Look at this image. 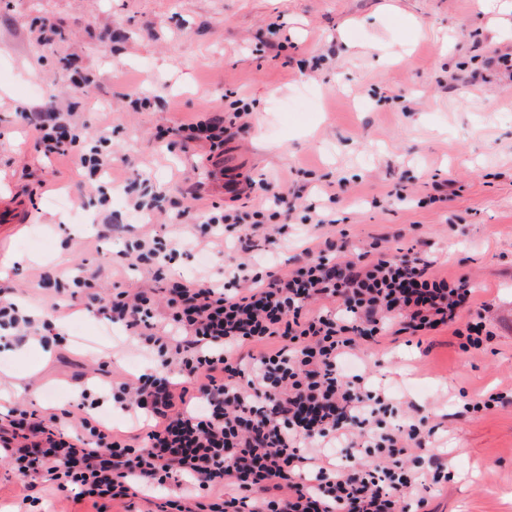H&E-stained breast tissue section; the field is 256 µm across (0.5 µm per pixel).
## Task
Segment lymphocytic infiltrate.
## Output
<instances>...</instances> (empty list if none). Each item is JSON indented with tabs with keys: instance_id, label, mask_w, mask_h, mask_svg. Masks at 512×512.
Instances as JSON below:
<instances>
[{
	"instance_id": "lymphocytic-infiltrate-1",
	"label": "lymphocytic infiltrate",
	"mask_w": 512,
	"mask_h": 512,
	"mask_svg": "<svg viewBox=\"0 0 512 512\" xmlns=\"http://www.w3.org/2000/svg\"><path fill=\"white\" fill-rule=\"evenodd\" d=\"M248 111L239 99L227 120L171 133L217 147L225 122ZM34 130L50 157L77 142L81 127L56 106ZM292 212L286 195L266 193L254 210L205 214L204 239L249 254L260 234L275 249ZM335 224L331 211H316V234L293 269L230 263L220 283L166 272L184 243L182 224L167 238L144 235L125 247L129 268L145 269L152 287L116 282L105 298L91 290L94 274L69 271L87 291L71 303L145 328L153 368L119 383L84 384L60 406L13 409L0 426V458L31 484L103 506L171 483L197 493L166 500L161 512H410L427 482L445 479L444 465L433 462L428 478L407 465V450L425 447V430L412 424L384 433L377 414L388 392L347 364L361 340L445 328L463 352H477L486 326L460 320L474 306L465 276H438L431 260L388 254L378 242L349 257L347 238L320 234ZM114 407L145 418L140 443L113 429ZM339 443L359 450L361 461L324 466L325 449Z\"/></svg>"
}]
</instances>
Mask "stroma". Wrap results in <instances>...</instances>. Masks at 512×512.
<instances>
[{"mask_svg": "<svg viewBox=\"0 0 512 512\" xmlns=\"http://www.w3.org/2000/svg\"><path fill=\"white\" fill-rule=\"evenodd\" d=\"M512 53V0H0V199L22 204L24 224L0 223V289L53 315L41 288L79 265L112 293L120 247L167 224H197L212 206L249 211L263 183L294 204L276 263H300L308 205L330 207L353 247L436 256L441 275L468 276L492 337L462 353L451 330L417 341L388 336L366 347V372L390 388L389 431L436 429L410 459L439 457L448 480L421 512H512V76L488 65ZM247 98V128L224 145L165 136L230 112ZM70 107L86 139L108 138L111 183L89 178L81 149L46 158L22 115ZM165 197L146 221L128 214L127 184ZM451 180V202L429 203ZM72 196L93 209L80 222L59 210ZM61 344L0 341V424L14 408L73 399L106 365L111 379L142 370L130 331L65 311ZM503 394L478 412L465 402ZM102 512L91 501L28 488L0 460V512Z\"/></svg>", "mask_w": 512, "mask_h": 512, "instance_id": "35a3bbf8", "label": "stroma"}]
</instances>
